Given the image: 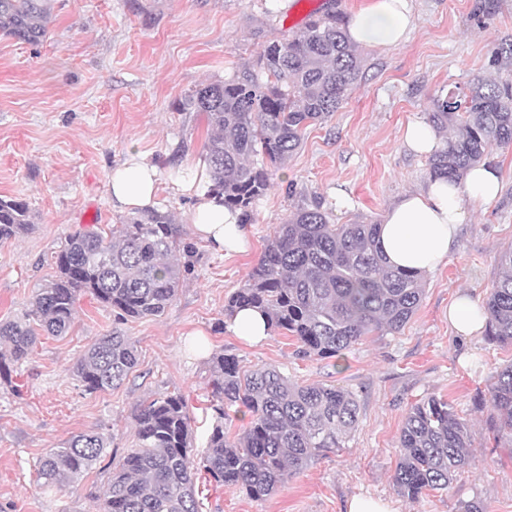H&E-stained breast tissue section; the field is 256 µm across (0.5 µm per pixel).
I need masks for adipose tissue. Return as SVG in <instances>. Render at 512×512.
I'll return each instance as SVG.
<instances>
[{
	"mask_svg": "<svg viewBox=\"0 0 512 512\" xmlns=\"http://www.w3.org/2000/svg\"><path fill=\"white\" fill-rule=\"evenodd\" d=\"M348 39L356 45L392 46L406 41L411 32L410 0H373L348 20ZM160 171L145 156L134 154L111 170L112 200L126 210H142L157 203ZM209 168L197 162L189 176L173 188L194 200L192 232L214 252L227 256L245 251L249 232L239 212L224 208L209 192ZM501 191L499 172L490 166L471 169L463 183L428 180L417 190L402 194L386 210L380 226V245L388 262L421 273L434 271L458 244L466 220L463 199L487 204ZM451 323L459 336L483 332L487 318L469 293L458 292L449 308Z\"/></svg>",
	"mask_w": 512,
	"mask_h": 512,
	"instance_id": "obj_1",
	"label": "adipose tissue"
}]
</instances>
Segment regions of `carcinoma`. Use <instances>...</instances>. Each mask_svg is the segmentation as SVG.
Instances as JSON below:
<instances>
[{"label": "carcinoma", "mask_w": 512, "mask_h": 512, "mask_svg": "<svg viewBox=\"0 0 512 512\" xmlns=\"http://www.w3.org/2000/svg\"><path fill=\"white\" fill-rule=\"evenodd\" d=\"M50 0H0V33L37 43L49 33ZM360 55L333 11L312 17L292 39L268 43L253 68L205 85L188 106L206 114L204 144L211 191L241 212L269 187L267 166L284 165L305 130L335 112L358 81ZM429 122L459 134L429 157L431 177L460 183L489 159L494 146L512 145V82L479 79L436 100ZM262 156L260 166L250 158ZM33 228L25 203L0 198V243ZM380 224H335L319 208L298 209L268 239L246 283L224 305V315L249 306L264 311L269 327L284 330L302 352L332 358L366 336L394 333L417 311L422 274L392 268L378 245ZM177 232L169 215L151 211L112 228L70 235L56 257L57 274L36 289L22 321L0 322V374L30 356L37 330L63 336L83 293L112 308L118 318L163 315L183 281ZM499 276L484 309L487 337L512 347V248L497 256ZM138 364L135 342L120 331L93 343L75 366L85 391L120 386ZM214 407L243 406L248 426L230 437L216 425L201 452L204 470L226 487L263 499L315 459L343 447L358 423L353 393L333 385H299L274 367L244 374L235 359L211 357ZM492 431L512 442V362L496 371L489 388ZM137 445L111 472L102 512H199L191 469V417L179 394L151 399L136 417ZM108 438L80 433L39 462L42 487L75 483L104 456ZM469 428L448 401L430 397L412 406L400 432L394 484L402 497L448 487L468 462Z\"/></svg>", "instance_id": "carcinoma-1"}]
</instances>
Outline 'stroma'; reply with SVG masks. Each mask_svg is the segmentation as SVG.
Returning <instances> with one entry per match:
<instances>
[{
	"label": "stroma",
	"instance_id": "obj_1",
	"mask_svg": "<svg viewBox=\"0 0 512 512\" xmlns=\"http://www.w3.org/2000/svg\"><path fill=\"white\" fill-rule=\"evenodd\" d=\"M373 0H52L41 44L0 34V196L25 202L30 233L0 243V321L24 319L36 289L56 272L55 256L74 232L110 231L130 211L110 196L108 173L136 151L163 172L182 174L204 158L209 127L188 110L196 89L254 64L272 40L291 39L324 8L348 17ZM406 43L360 47L362 73L341 107L308 127L301 148L270 170L267 193L247 219L250 248L227 257L192 234V198L169 181L156 209L168 214L188 273L166 312L121 321L91 295L77 302L68 335L41 337L10 378L0 377V512H101L97 499L112 470L137 443L135 416L160 394L182 395L193 446L204 448L216 415L210 407V357L240 370L277 367L292 382L334 384L355 393L357 429L344 447L320 457L273 495L253 499L196 471L201 512H346L355 496L391 512H512V447L489 429V386L512 362V348L486 336L462 338L448 320L458 291L484 303L498 275V254L512 247V146L492 148L503 185L487 205L466 203L455 252L424 274L420 307L394 334L369 336L340 355H299L286 331L252 345L228 329L224 304L259 263L275 227L300 208L321 207L333 222H378L404 192L429 178L425 156L402 139L428 119L443 90L474 80L512 79L495 58L512 40V0H412ZM136 344L139 364L118 388L87 393L74 374L86 348L112 331ZM448 400L469 425V462L447 488L414 501L393 482L399 437L420 399ZM101 432L105 456L77 488L47 490L39 459L71 436Z\"/></svg>",
	"mask_w": 512,
	"mask_h": 512
}]
</instances>
